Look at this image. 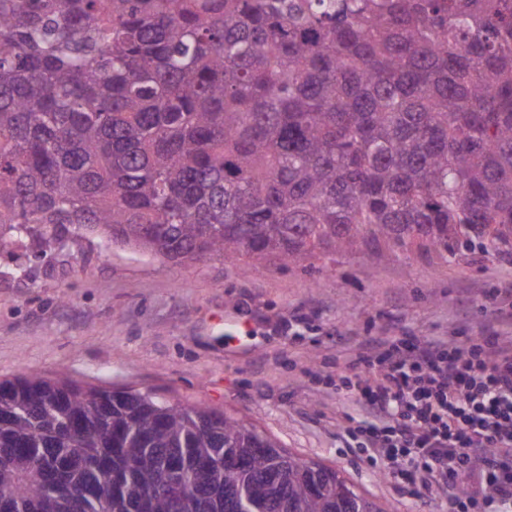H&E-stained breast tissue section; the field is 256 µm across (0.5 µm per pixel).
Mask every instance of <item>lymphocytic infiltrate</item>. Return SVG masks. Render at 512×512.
<instances>
[{"label": "lymphocytic infiltrate", "instance_id": "obj_1", "mask_svg": "<svg viewBox=\"0 0 512 512\" xmlns=\"http://www.w3.org/2000/svg\"><path fill=\"white\" fill-rule=\"evenodd\" d=\"M351 366L360 417L343 431L375 472L446 488L448 512H512V343L495 327L372 339Z\"/></svg>", "mask_w": 512, "mask_h": 512}]
</instances>
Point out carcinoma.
Returning a JSON list of instances; mask_svg holds the SVG:
<instances>
[{
    "instance_id": "obj_1",
    "label": "carcinoma",
    "mask_w": 512,
    "mask_h": 512,
    "mask_svg": "<svg viewBox=\"0 0 512 512\" xmlns=\"http://www.w3.org/2000/svg\"><path fill=\"white\" fill-rule=\"evenodd\" d=\"M170 260L512 251V0H0V246L69 225ZM0 393V512H340L255 427L37 375Z\"/></svg>"
}]
</instances>
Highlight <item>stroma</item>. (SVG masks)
<instances>
[{
    "mask_svg": "<svg viewBox=\"0 0 512 512\" xmlns=\"http://www.w3.org/2000/svg\"><path fill=\"white\" fill-rule=\"evenodd\" d=\"M511 273V252L350 254L326 270L177 262L95 233L36 256L11 238L0 246V381L36 374L216 408L336 469L381 512H442L446 490L410 494L363 461L343 436L351 407L339 389L369 336L462 342L494 321L512 340L492 295ZM298 309L308 328L285 335Z\"/></svg>",
    "mask_w": 512,
    "mask_h": 512,
    "instance_id": "35a3bbf8",
    "label": "stroma"
}]
</instances>
